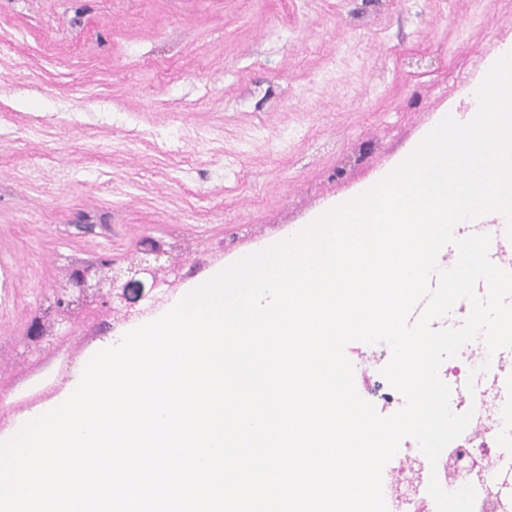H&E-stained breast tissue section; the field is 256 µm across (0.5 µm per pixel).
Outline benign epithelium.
Returning a JSON list of instances; mask_svg holds the SVG:
<instances>
[{"label": "benign epithelium", "mask_w": 512, "mask_h": 512, "mask_svg": "<svg viewBox=\"0 0 512 512\" xmlns=\"http://www.w3.org/2000/svg\"><path fill=\"white\" fill-rule=\"evenodd\" d=\"M171 254L163 242L145 238L138 248L120 259L76 260L53 285V301L48 312L29 321L27 341L15 363H24L42 354L44 342L50 343L64 332L72 333L81 314L94 305L131 318L132 312L123 305L125 294L118 289L137 283L139 277L151 278L156 286H173L180 277V264Z\"/></svg>", "instance_id": "7a95c632"}]
</instances>
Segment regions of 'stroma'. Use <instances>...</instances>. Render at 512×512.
Here are the masks:
<instances>
[{
	"instance_id": "obj_1",
	"label": "stroma",
	"mask_w": 512,
	"mask_h": 512,
	"mask_svg": "<svg viewBox=\"0 0 512 512\" xmlns=\"http://www.w3.org/2000/svg\"><path fill=\"white\" fill-rule=\"evenodd\" d=\"M510 51L512 0H0V437L136 326L94 310L13 365L71 259L163 239L176 303L395 169Z\"/></svg>"
}]
</instances>
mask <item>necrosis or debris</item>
<instances>
[{
	"label": "necrosis or debris",
	"mask_w": 512,
	"mask_h": 512,
	"mask_svg": "<svg viewBox=\"0 0 512 512\" xmlns=\"http://www.w3.org/2000/svg\"><path fill=\"white\" fill-rule=\"evenodd\" d=\"M483 368L492 389L512 388V358L489 354L482 340L462 347L455 362L443 363L440 376L445 382L467 379L470 369ZM487 422L480 433L465 431L441 453L436 467H429L416 443L405 442L399 452V468L384 467L382 488L387 507L393 512H436V504L428 492L431 479L453 491L464 484L476 489L474 512H512V434L498 429L502 411L490 408ZM476 462L467 475L453 474L457 457Z\"/></svg>",
	"instance_id": "4bbe7bcc"
}]
</instances>
